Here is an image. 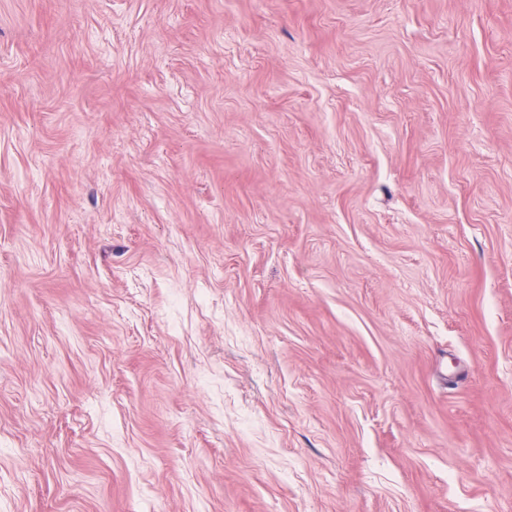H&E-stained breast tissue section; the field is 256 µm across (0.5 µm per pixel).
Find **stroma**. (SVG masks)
<instances>
[{
	"label": "stroma",
	"mask_w": 512,
	"mask_h": 512,
	"mask_svg": "<svg viewBox=\"0 0 512 512\" xmlns=\"http://www.w3.org/2000/svg\"><path fill=\"white\" fill-rule=\"evenodd\" d=\"M0 512H512V0H0Z\"/></svg>",
	"instance_id": "1"
}]
</instances>
